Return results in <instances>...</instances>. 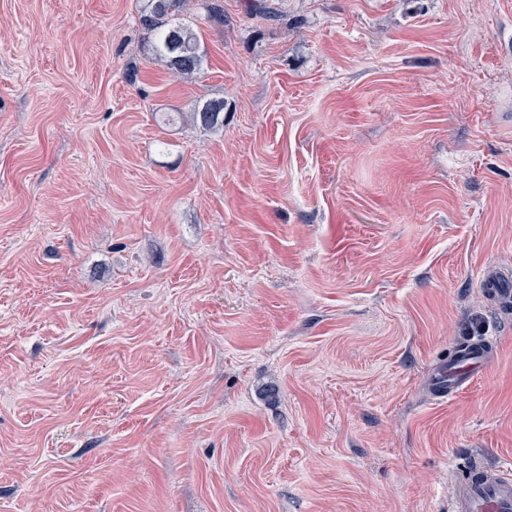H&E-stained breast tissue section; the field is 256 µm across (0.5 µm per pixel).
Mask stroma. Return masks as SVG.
<instances>
[{
    "mask_svg": "<svg viewBox=\"0 0 512 512\" xmlns=\"http://www.w3.org/2000/svg\"><path fill=\"white\" fill-rule=\"evenodd\" d=\"M250 2L190 0L175 81L144 0H0V512H448L512 469V0ZM192 122L204 129L223 127L224 102L223 100H206L195 106L190 116ZM481 285L484 288V292L494 301L499 303H511L512 289L505 288L507 287L505 279L498 276L496 272H488L481 280ZM486 344L464 339L457 345L448 358V372H438L431 380L438 398L451 397L489 373L491 360Z\"/></svg>",
    "mask_w": 512,
    "mask_h": 512,
    "instance_id": "1",
    "label": "stroma"
}]
</instances>
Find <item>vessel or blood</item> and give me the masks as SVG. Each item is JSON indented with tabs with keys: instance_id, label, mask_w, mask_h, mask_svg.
<instances>
[{
	"instance_id": "1",
	"label": "vessel or blood",
	"mask_w": 512,
	"mask_h": 512,
	"mask_svg": "<svg viewBox=\"0 0 512 512\" xmlns=\"http://www.w3.org/2000/svg\"><path fill=\"white\" fill-rule=\"evenodd\" d=\"M481 285L494 301H512V289L497 273H487ZM490 369L486 344L466 339L449 358L447 371L438 372L431 385L438 397L447 398L485 377ZM450 500V512H512V473L476 466L455 483Z\"/></svg>"
}]
</instances>
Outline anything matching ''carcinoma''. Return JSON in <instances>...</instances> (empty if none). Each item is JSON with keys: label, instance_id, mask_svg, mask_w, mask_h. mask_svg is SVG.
Masks as SVG:
<instances>
[{"label": "carcinoma", "instance_id": "carcinoma-1", "mask_svg": "<svg viewBox=\"0 0 512 512\" xmlns=\"http://www.w3.org/2000/svg\"><path fill=\"white\" fill-rule=\"evenodd\" d=\"M188 0H145L139 22L152 36V51L177 77L201 71L204 51L198 32L183 22ZM194 124L204 129L224 126V100H206L191 112Z\"/></svg>", "mask_w": 512, "mask_h": 512}]
</instances>
